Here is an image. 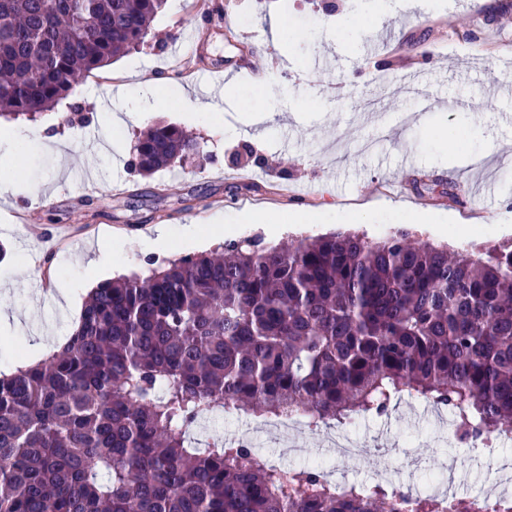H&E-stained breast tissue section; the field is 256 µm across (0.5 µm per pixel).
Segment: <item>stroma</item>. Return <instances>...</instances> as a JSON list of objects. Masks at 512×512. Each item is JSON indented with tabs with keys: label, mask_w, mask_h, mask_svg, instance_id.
Here are the masks:
<instances>
[{
	"label": "stroma",
	"mask_w": 512,
	"mask_h": 512,
	"mask_svg": "<svg viewBox=\"0 0 512 512\" xmlns=\"http://www.w3.org/2000/svg\"><path fill=\"white\" fill-rule=\"evenodd\" d=\"M165 0L144 45L93 71L38 121L16 120L20 142L0 143V366L18 350L59 344L74 319L64 290L90 292L107 278L89 260L108 249L119 274L150 273L149 260L200 253L178 230L209 229L223 217L225 242L261 238L292 243L337 229L371 239L408 230L416 239L464 251L512 244V13H491L483 0ZM451 18L474 26L476 41L449 37ZM285 23L276 39L272 20ZM439 60L413 84L400 68L422 52ZM258 52L267 69L242 74L238 62ZM224 71L220 98L199 95L194 75ZM168 82L154 88V74ZM199 142L184 162L143 176L128 165L141 133L157 122ZM51 128L56 141L46 139ZM107 145L91 155L84 135ZM473 157L463 166L460 155ZM430 174L438 187L419 195L405 179ZM92 176L93 188L80 187ZM454 183L455 196L446 185ZM386 212L388 229L355 219L364 204ZM244 212L258 224L238 225ZM431 221L419 223V213ZM467 223L457 238L440 232L443 215ZM166 246L143 247L157 226ZM57 247L41 252L42 236ZM40 254L48 273L36 269ZM424 401L401 397L384 415L346 425L354 439L378 447L364 465L333 462L320 433L303 431L307 461L335 465L358 482L389 464L404 484L424 482L448 457L469 463L464 478H484L470 444L449 443Z\"/></svg>",
	"instance_id": "obj_1"
}]
</instances>
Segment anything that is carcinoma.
Returning <instances> with one entry per match:
<instances>
[{"mask_svg":"<svg viewBox=\"0 0 512 512\" xmlns=\"http://www.w3.org/2000/svg\"><path fill=\"white\" fill-rule=\"evenodd\" d=\"M163 2L0 0V117L53 108L145 42ZM197 148L156 125L132 167ZM404 395L448 410L465 438L512 433V246L483 261L404 230L230 242L99 284L61 345L0 374V512H477L187 438L217 407L301 413L316 431Z\"/></svg>","mask_w":512,"mask_h":512,"instance_id":"obj_1","label":"carcinoma"}]
</instances>
